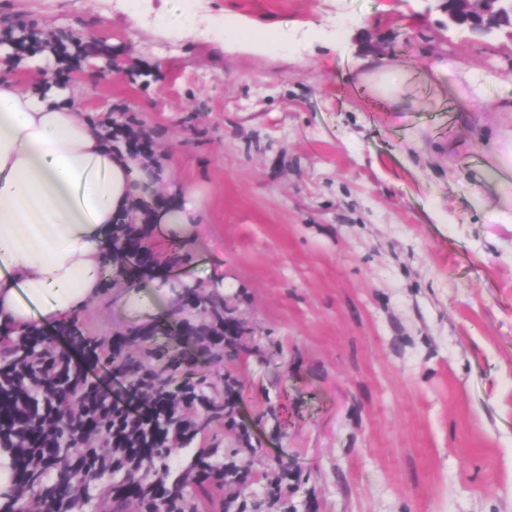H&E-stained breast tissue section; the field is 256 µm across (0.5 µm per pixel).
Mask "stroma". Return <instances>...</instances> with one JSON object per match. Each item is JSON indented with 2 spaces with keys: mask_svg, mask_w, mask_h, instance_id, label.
Masks as SVG:
<instances>
[{
  "mask_svg": "<svg viewBox=\"0 0 512 512\" xmlns=\"http://www.w3.org/2000/svg\"><path fill=\"white\" fill-rule=\"evenodd\" d=\"M139 5L0 0L32 56L47 34L94 47L58 75L24 60L1 78L153 130L172 169L155 204L188 184L206 200L193 237L173 250L158 226L150 267L128 272L183 289L176 313L127 309L110 284L79 312L82 340L167 345L212 384L230 376L235 425L213 419L195 445L229 454L248 429L242 497L260 512L283 465L288 512H512V200L480 179L487 140L512 149L496 109L512 40L450 25L443 0H198L197 37L160 27L162 0ZM369 54L400 104L363 77ZM444 58L460 84L483 77V111L436 77ZM208 298L237 325L219 366L193 338Z\"/></svg>",
  "mask_w": 512,
  "mask_h": 512,
  "instance_id": "35a3bbf8",
  "label": "stroma"
}]
</instances>
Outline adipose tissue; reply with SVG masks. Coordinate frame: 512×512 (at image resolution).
Instances as JSON below:
<instances>
[{
  "mask_svg": "<svg viewBox=\"0 0 512 512\" xmlns=\"http://www.w3.org/2000/svg\"><path fill=\"white\" fill-rule=\"evenodd\" d=\"M159 180L65 96L0 79V324L54 322L98 296L115 220ZM203 212L188 188L154 218L186 237Z\"/></svg>",
  "mask_w": 512,
  "mask_h": 512,
  "instance_id": "obj_1",
  "label": "adipose tissue"
}]
</instances>
